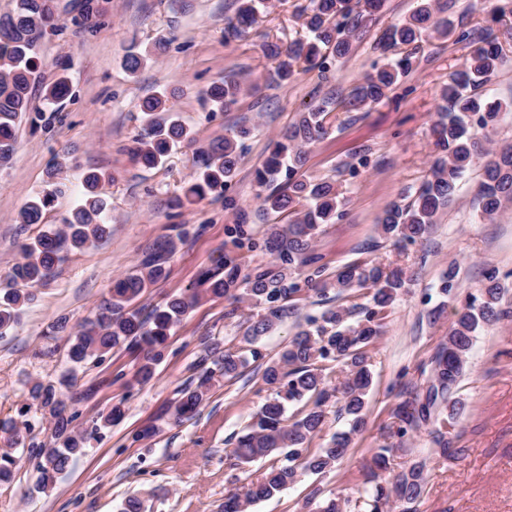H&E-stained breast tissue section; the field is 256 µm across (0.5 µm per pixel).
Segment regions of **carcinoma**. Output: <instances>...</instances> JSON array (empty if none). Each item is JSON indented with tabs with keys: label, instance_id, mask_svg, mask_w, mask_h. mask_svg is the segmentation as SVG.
I'll list each match as a JSON object with an SVG mask.
<instances>
[{
	"label": "carcinoma",
	"instance_id": "carcinoma-1",
	"mask_svg": "<svg viewBox=\"0 0 512 512\" xmlns=\"http://www.w3.org/2000/svg\"><path fill=\"white\" fill-rule=\"evenodd\" d=\"M383 2L308 0L307 5L299 8V17L312 34L311 39L298 40L284 48L270 43L264 48L265 54L276 62L272 80L288 83L302 63L308 70L324 71L329 57L349 56L362 22L378 13ZM72 3V20L78 27L86 26V22L99 15L97 0H72ZM58 4L59 0H15L13 10L0 14V165L11 159L16 126L30 112L32 88L40 81L43 66L40 48L46 31L50 28L55 35L60 29ZM235 4L234 16L226 19L224 27L227 38H239L252 26L264 0H235ZM453 30L446 8L438 0H420L407 20L390 26L381 37L385 51L401 46L409 50L375 68L340 105L350 112L381 102L398 79L412 68L422 34L446 38ZM459 39L469 40L475 47L464 68L449 75L448 83L441 89L444 105L432 126L437 157L414 200L405 205L390 204L378 220L381 234L397 243H413L428 234L439 210L448 205L459 182L475 167L482 171L478 196L484 217L493 218L503 204L512 202V145L491 154L477 136V130L494 125L501 110L500 103L487 101L481 91L502 61L498 36L463 30ZM147 59L148 55L132 48L123 66L134 76ZM56 66L55 79L43 86L44 99L54 104L62 102L70 92L69 64L59 60ZM244 93L239 81L226 77L204 92L203 101L211 111L224 112L237 105ZM140 110L143 133L135 139L132 151L137 164L156 168L173 146L194 142L192 130L168 104L166 90L145 98ZM325 116L322 105L299 113L297 120L269 146V154L257 172L258 184L269 189L262 202L267 214L273 217L264 242L265 249L275 259L272 268H258L241 278L238 266L225 261L221 272H202L201 282L207 288L174 296L144 318L133 303L146 288L166 276V263L176 250L173 240L155 244L145 252L135 271L113 283L111 299L104 311L80 325L69 346V360L81 363L128 344L138 351L135 379L147 383L164 356L171 329L207 297L234 299L235 290L241 285L245 287L247 297L263 309L247 328L249 341L265 335L294 313L295 306L286 301L299 291L296 277L307 267L314 268L316 275L323 272L320 257L313 248L315 238L323 225L345 216L343 201L333 183L296 177V169L304 164L309 148L328 133ZM249 135L250 129L239 127L200 151L196 176L185 192L187 202L202 201L212 193L226 191L241 160L238 142ZM284 171L288 172V182L281 187L274 186ZM99 182V174H86L83 201L64 224L46 226L23 245L22 261L11 268L7 289L0 293V335L17 323L21 306L30 300L29 289L54 275L63 254L82 250L109 234V225L105 223L107 204L97 193ZM58 192L60 189L56 187L29 200L18 214V223L24 228L41 223ZM314 287L321 297L332 289L338 297L354 288H368L370 294L365 304L338 305L325 310L318 319H307L290 344L265 366L262 379L274 389L275 396L254 413L247 432L238 438L231 455L244 464L274 453L280 459L240 491L225 495L221 512H247L254 503L296 483L304 473L332 471L347 455L351 435L364 424L366 396L372 384L366 348L379 334L381 316L404 287V272L395 269L386 273L378 266L354 262L342 267L334 278L316 281ZM500 294L498 274L492 272L477 294L470 296L457 313L447 341L435 357L434 378L425 395L396 409L400 421L398 437L436 421L440 427L434 430L435 452L448 456L444 429L455 423L460 411V402L453 398V392L468 363L476 331L500 316L497 309ZM328 360L346 369L347 380L340 390L328 384L325 365ZM211 361L213 367L205 370L196 386L189 385L179 391L175 419L187 420L196 415L206 400L214 375L234 378L248 363L246 357L230 349ZM70 386V378L64 376L56 385L38 382L30 390L33 404L54 420V445L47 448L33 441L29 443V455L37 460L39 487L43 489L53 485L72 460L84 453L86 443L100 426H107L123 415L122 405L114 404L101 416L102 425L73 431L63 392ZM338 390L341 411L351 417L350 429L334 434L326 446L311 453L307 444L321 432L326 403ZM288 403H300L302 408L289 417ZM28 412L27 408L20 411L21 422L16 419L0 422V431L14 438L19 436L20 429H30L29 421L24 419ZM399 451L401 448L388 445L377 449L372 457L369 475L374 482V493L370 512H384L392 500L401 504L402 512H414L426 483L423 464H410L386 485L380 481V471L386 468L389 456ZM16 463L12 453L0 454V484L11 481Z\"/></svg>",
	"mask_w": 512,
	"mask_h": 512
}]
</instances>
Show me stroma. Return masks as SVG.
Here are the masks:
<instances>
[{
	"instance_id": "35a3bbf8",
	"label": "stroma",
	"mask_w": 512,
	"mask_h": 512,
	"mask_svg": "<svg viewBox=\"0 0 512 512\" xmlns=\"http://www.w3.org/2000/svg\"><path fill=\"white\" fill-rule=\"evenodd\" d=\"M304 2L269 0L245 36L228 41L224 22L233 13L232 0H99L102 11L94 29L76 27L65 15L62 30L44 40V82L53 80L55 62L63 59L70 64L71 90L60 104L48 106L40 89H33L32 108L42 113L41 125L22 123L13 157L0 168V287L22 259V243L40 230L41 224L21 229L15 218L33 196L48 190L54 162L63 164L62 192L42 224L62 223L81 199L84 173L93 168L105 175L100 192L108 202L112 234L65 254L54 276L32 288L17 324L0 336V419L17 417L34 383H55L65 375L81 395L70 407L74 430L90 428L116 403L124 415L101 428L85 455L43 491L36 487V462L27 449L0 435V451L19 460L13 481L0 486V512H120L132 495L143 499L146 512H219L227 493L269 466L266 458L236 463L229 450L272 395L262 380L266 360L278 356L305 318L334 306L335 295L321 298L301 285L292 297L297 316L252 343L245 331L258 307L246 299H203L171 330L153 379L143 385L132 381L136 355L126 348L81 364L70 363L67 351L70 335L107 306L113 281L131 271L149 246L179 239L166 277L137 302L145 314L197 287L201 272L222 258H231L244 275L271 263L260 247L271 219L262 210L256 179L271 139L308 105L347 98L374 63L398 58L399 50L384 52L377 44L390 25L407 19L418 5V0H385L350 56L329 60L327 73L311 70L293 82L274 83L269 78L274 63L261 46L285 47L306 37L298 17ZM500 4L449 0L448 14L458 24L502 36L512 27V14L497 17ZM158 41L165 42V50L129 75L123 59L131 46L144 49ZM501 46L503 63L483 93L501 102L502 110L494 126L478 133L491 149L512 144V40ZM472 48L454 37H424L412 71L383 101L366 111L332 108L328 134L309 150L306 174L333 181L345 201V217L325 225L314 245L326 275L367 261L403 268L406 282L368 349L372 385L365 423L346 459L333 471L302 476L249 512H315L318 503L311 494L316 490L325 498L341 495L347 512H370L365 465L396 431V406L425 391L432 360L458 310L492 268L501 274L507 315L483 325L474 338L455 389L462 409L448 435L451 456L434 454L433 437L421 428L402 438L403 450L391 457L387 474L425 461L427 481L417 512H512V206L484 219L481 176L474 169L422 241L401 250L378 229L384 208L411 201L428 173L436 153L431 126L442 104L440 89L450 73L464 67ZM227 76L258 83L259 89L230 111L211 112L202 94ZM162 88L171 92L170 103L195 140L173 147L163 165L146 169L131 157L143 128L139 104ZM239 126L251 133L241 143V162L225 195L177 205L197 170L199 149ZM238 227L249 240L240 248L233 245ZM449 279L454 288L446 294L442 287ZM62 317L68 321L66 332L51 334V325ZM227 348L244 353L254 348L262 358L249 361L236 378L212 380L197 415L175 421L170 410L181 388L197 384L200 359L208 350Z\"/></svg>"
}]
</instances>
